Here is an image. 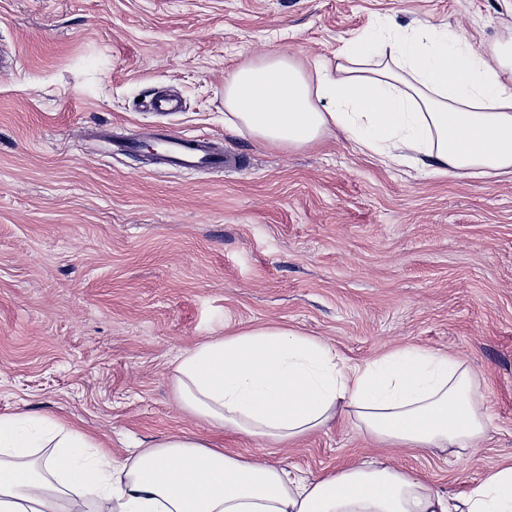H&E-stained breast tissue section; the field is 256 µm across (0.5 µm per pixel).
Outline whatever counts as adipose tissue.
Here are the masks:
<instances>
[{"label": "adipose tissue", "mask_w": 512, "mask_h": 512, "mask_svg": "<svg viewBox=\"0 0 512 512\" xmlns=\"http://www.w3.org/2000/svg\"><path fill=\"white\" fill-rule=\"evenodd\" d=\"M224 123L281 149L335 130L383 166L424 174L512 173V40L488 57L460 33L392 24L376 49L351 41L331 61L278 51L225 79ZM174 372L188 412L252 439L291 441L340 419L378 443L454 453L487 431L472 365L421 347L349 365L270 326L198 343ZM88 446L48 418L1 415L0 512H512V466L449 497L386 461L298 480L202 437L164 438L129 463Z\"/></svg>", "instance_id": "1"}]
</instances>
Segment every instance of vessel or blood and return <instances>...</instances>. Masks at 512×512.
I'll list each match as a JSON object with an SVG mask.
<instances>
[{
    "instance_id": "1",
    "label": "vessel or blood",
    "mask_w": 512,
    "mask_h": 512,
    "mask_svg": "<svg viewBox=\"0 0 512 512\" xmlns=\"http://www.w3.org/2000/svg\"><path fill=\"white\" fill-rule=\"evenodd\" d=\"M155 139L160 148V164L166 168L185 172L200 169L221 171L240 165L236 157L214 148L210 141L203 137L173 136L162 131L156 133Z\"/></svg>"
}]
</instances>
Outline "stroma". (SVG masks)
<instances>
[{"label":"stroma","mask_w":512,"mask_h":512,"mask_svg":"<svg viewBox=\"0 0 512 512\" xmlns=\"http://www.w3.org/2000/svg\"><path fill=\"white\" fill-rule=\"evenodd\" d=\"M512 38V0H0V415L81 430L112 459L196 435L312 478L386 460L454 496L512 465V174L384 167L343 136L284 150L224 126V80L289 48L333 58L378 22ZM165 90L183 102L145 109ZM199 135L242 165L179 172L88 132ZM284 326L352 364L407 346L466 358L489 430L416 456L342 421L275 444L179 405L177 358Z\"/></svg>","instance_id":"obj_1"}]
</instances>
